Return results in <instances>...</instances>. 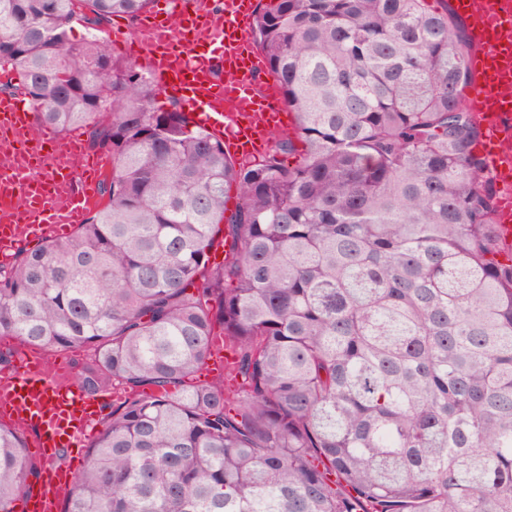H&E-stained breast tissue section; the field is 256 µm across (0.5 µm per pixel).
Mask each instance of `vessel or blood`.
Instances as JSON below:
<instances>
[{"mask_svg": "<svg viewBox=\"0 0 512 512\" xmlns=\"http://www.w3.org/2000/svg\"><path fill=\"white\" fill-rule=\"evenodd\" d=\"M174 10L144 15L131 41L161 90L191 107L187 118L223 140L237 158L262 154L287 113L279 81L253 43L251 0H173ZM469 24L468 66L473 94L468 108L484 129L477 150L500 184L497 222L512 243V0H455ZM0 201L17 208L0 218V256L25 242L68 234L100 199L105 167L79 136L36 127L35 115L10 96L0 97ZM97 410L92 396L44 370L33 356L0 375V417L35 428L44 459L29 512H58L70 471L52 463L58 448L86 437Z\"/></svg>", "mask_w": 512, "mask_h": 512, "instance_id": "1", "label": "vessel or blood"}]
</instances>
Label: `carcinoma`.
I'll return each instance as SVG.
<instances>
[{
  "label": "carcinoma",
  "mask_w": 512,
  "mask_h": 512,
  "mask_svg": "<svg viewBox=\"0 0 512 512\" xmlns=\"http://www.w3.org/2000/svg\"><path fill=\"white\" fill-rule=\"evenodd\" d=\"M149 3L0 0V92L112 158L107 204L0 272V336L91 350L79 385L123 393L61 512H512V244L463 25L428 0L258 4L296 128L235 160L113 58L101 25ZM36 474L0 424V512Z\"/></svg>",
  "instance_id": "1"
}]
</instances>
